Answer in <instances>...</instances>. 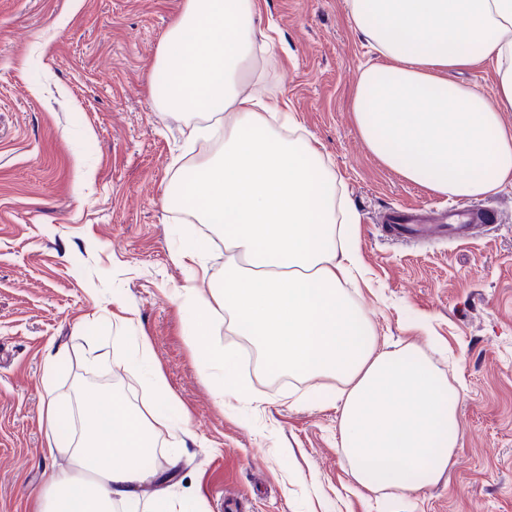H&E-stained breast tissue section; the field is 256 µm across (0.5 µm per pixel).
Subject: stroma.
<instances>
[{"label":"stroma","instance_id":"35a3bbf8","mask_svg":"<svg viewBox=\"0 0 512 512\" xmlns=\"http://www.w3.org/2000/svg\"><path fill=\"white\" fill-rule=\"evenodd\" d=\"M185 0H0V512H36L51 477L48 401L85 430L81 396L119 395L148 412L154 371L171 419L142 500L167 491L187 512H393L394 494L360 487L339 446L336 381L243 359L245 337L215 326L238 356L245 396L219 405L191 337L192 310L172 289L209 294L224 277V232L180 213L177 160L189 118L158 109L159 44ZM243 93L287 98L304 137L358 217L362 278L352 298L380 348H419L459 394L460 439L443 479L407 495V512H512V186L483 197L500 224L466 245L406 244L380 211L445 196L386 169L353 125L349 99L380 56L351 25L346 0H264ZM208 237L210 275L179 259ZM147 337L149 360L134 358Z\"/></svg>","mask_w":512,"mask_h":512}]
</instances>
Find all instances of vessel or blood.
I'll use <instances>...</instances> for the list:
<instances>
[{
    "instance_id": "vessel-or-blood-1",
    "label": "vessel or blood",
    "mask_w": 512,
    "mask_h": 512,
    "mask_svg": "<svg viewBox=\"0 0 512 512\" xmlns=\"http://www.w3.org/2000/svg\"><path fill=\"white\" fill-rule=\"evenodd\" d=\"M376 220L386 235L397 240L462 243L500 223L501 216L495 210L470 205L435 209L389 208L381 211Z\"/></svg>"
}]
</instances>
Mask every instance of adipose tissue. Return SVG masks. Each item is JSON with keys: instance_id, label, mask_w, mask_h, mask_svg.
Instances as JSON below:
<instances>
[{"instance_id": "obj_1", "label": "adipose tissue", "mask_w": 512, "mask_h": 512, "mask_svg": "<svg viewBox=\"0 0 512 512\" xmlns=\"http://www.w3.org/2000/svg\"><path fill=\"white\" fill-rule=\"evenodd\" d=\"M353 27L381 56L361 71L355 127L374 157L405 180L450 198L512 185V0H347ZM260 0H185L161 41L159 108L216 117L219 149L180 167L174 200L201 224L224 227L220 288L176 289L195 314L202 360L221 371L218 401L241 396L237 362L212 341L216 318L253 341L278 370L341 383L339 446L368 489L439 482L458 445L456 393L427 357L380 349L346 288L358 265L353 228L337 221L335 173L310 141L290 138L285 100L241 94L256 55ZM490 61L484 94L450 80ZM89 437L56 441L77 475L61 473L43 512L137 507L152 476L163 415L130 412L108 395L84 405Z\"/></svg>"}]
</instances>
